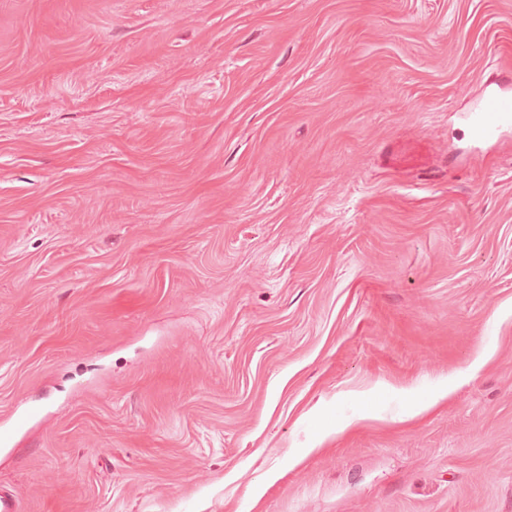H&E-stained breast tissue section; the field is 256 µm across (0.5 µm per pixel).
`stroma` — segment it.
Wrapping results in <instances>:
<instances>
[{
  "mask_svg": "<svg viewBox=\"0 0 512 512\" xmlns=\"http://www.w3.org/2000/svg\"><path fill=\"white\" fill-rule=\"evenodd\" d=\"M504 70L512 0H0L18 512H512ZM476 134L482 138H491L507 123H512V99L497 95H488L471 115Z\"/></svg>",
  "mask_w": 512,
  "mask_h": 512,
  "instance_id": "1",
  "label": "stroma"
}]
</instances>
